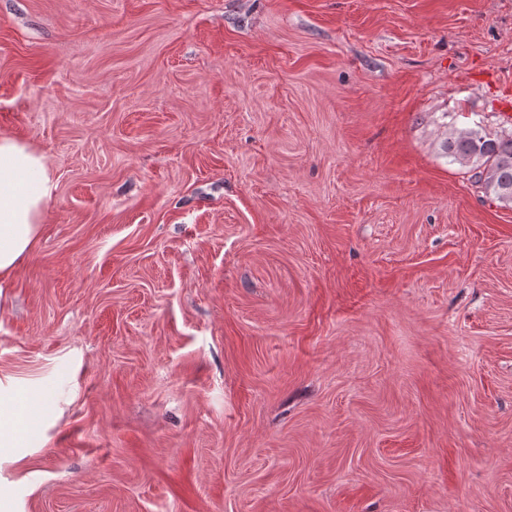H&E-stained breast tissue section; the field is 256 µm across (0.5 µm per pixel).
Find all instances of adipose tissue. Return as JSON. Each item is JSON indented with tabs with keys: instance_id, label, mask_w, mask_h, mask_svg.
I'll return each instance as SVG.
<instances>
[{
	"instance_id": "adipose-tissue-1",
	"label": "adipose tissue",
	"mask_w": 512,
	"mask_h": 512,
	"mask_svg": "<svg viewBox=\"0 0 512 512\" xmlns=\"http://www.w3.org/2000/svg\"><path fill=\"white\" fill-rule=\"evenodd\" d=\"M55 189L45 156L30 144L0 137V278L35 248Z\"/></svg>"
}]
</instances>
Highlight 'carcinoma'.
<instances>
[{
	"label": "carcinoma",
	"instance_id": "obj_1",
	"mask_svg": "<svg viewBox=\"0 0 512 512\" xmlns=\"http://www.w3.org/2000/svg\"><path fill=\"white\" fill-rule=\"evenodd\" d=\"M442 148L450 162L471 173L486 194L512 206V134L492 138L477 125L453 131Z\"/></svg>",
	"mask_w": 512,
	"mask_h": 512
}]
</instances>
